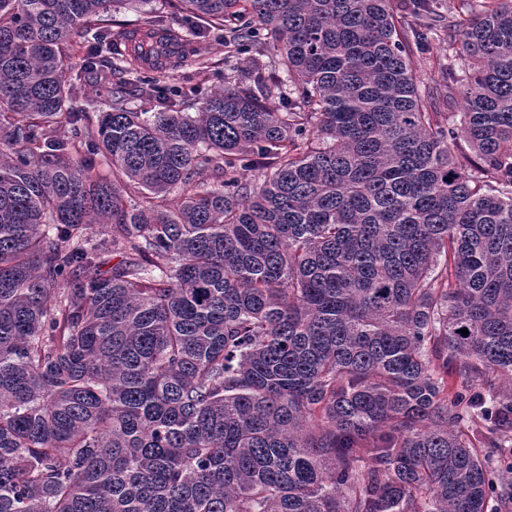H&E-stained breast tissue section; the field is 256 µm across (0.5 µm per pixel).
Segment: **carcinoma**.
<instances>
[{
  "instance_id": "carcinoma-1",
  "label": "carcinoma",
  "mask_w": 512,
  "mask_h": 512,
  "mask_svg": "<svg viewBox=\"0 0 512 512\" xmlns=\"http://www.w3.org/2000/svg\"><path fill=\"white\" fill-rule=\"evenodd\" d=\"M150 2L0 0V512H502L512 0L432 85L429 0H168L274 50L203 97L112 27ZM448 54V40L440 34L439 38L431 41L429 47L414 59V65L422 78L437 76L436 58ZM108 88V92L105 88ZM111 85L107 83H101L97 86H85L82 87L79 95L74 99L73 104L77 109L88 108L87 102H94L97 108L102 109L104 107L103 103L107 99V96L110 94Z\"/></svg>"
}]
</instances>
